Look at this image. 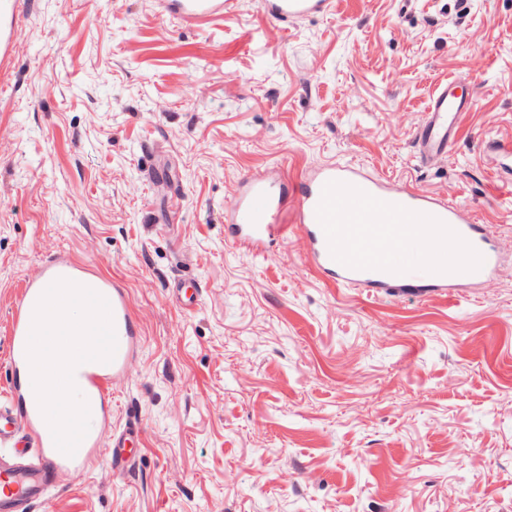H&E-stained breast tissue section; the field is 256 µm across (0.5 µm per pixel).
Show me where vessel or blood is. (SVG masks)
<instances>
[{
	"label": "vessel or blood",
	"instance_id": "vessel-or-blood-1",
	"mask_svg": "<svg viewBox=\"0 0 512 512\" xmlns=\"http://www.w3.org/2000/svg\"><path fill=\"white\" fill-rule=\"evenodd\" d=\"M165 16L180 25L205 27L223 20L233 0H160ZM268 22L266 36L283 38L290 22L332 15L335 0H259ZM18 0H0V60L11 59L13 22ZM457 79L436 84L426 119L416 131L415 154L423 165L446 158L456 143L459 119L472 100L457 93ZM224 222L232 244L255 254L296 228L309 249V267L337 288H363L368 296L394 293L423 297L433 292L457 296L460 289L490 278L500 254L484 224L465 205L407 190L392 195L384 180L367 176L355 165L325 164L287 189L277 171L249 174L224 199ZM420 224L438 240L463 246L462 256L441 251L411 266L386 246L399 225ZM82 280L80 297L93 314L83 327L82 347L65 363L66 384L55 399L42 393L33 356L41 341L36 316H48L51 287ZM139 329L127 291L85 266L57 256L45 262L22 287L14 312L9 366L27 378L19 404L0 406V512H31L66 477L88 470L99 446V425L112 411L111 384L125 376L139 342ZM81 391L78 413L65 412L72 391ZM138 436L128 428L112 437L113 469L127 472L136 462Z\"/></svg>",
	"mask_w": 512,
	"mask_h": 512
}]
</instances>
